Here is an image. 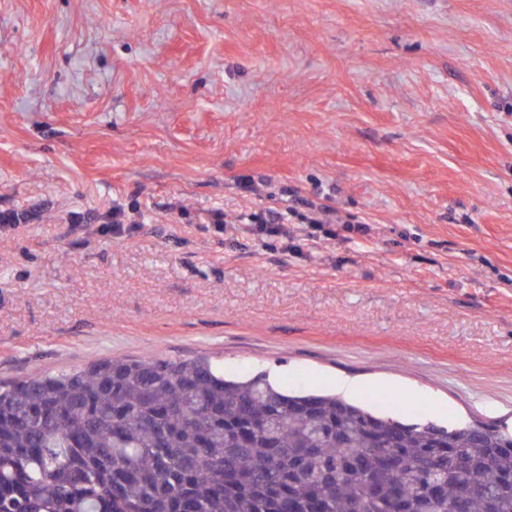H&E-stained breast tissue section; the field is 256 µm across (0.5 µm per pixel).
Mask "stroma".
Segmentation results:
<instances>
[{
  "mask_svg": "<svg viewBox=\"0 0 512 512\" xmlns=\"http://www.w3.org/2000/svg\"><path fill=\"white\" fill-rule=\"evenodd\" d=\"M293 192L348 228L207 220ZM0 209L1 381L204 356L512 432V0H0ZM140 221L127 223V219H131L129 214L126 213L125 209L120 205L116 204L112 206V221L104 226L106 232L112 234L113 237H123L127 233L133 232L140 228L141 224H144V216L138 214Z\"/></svg>",
  "mask_w": 512,
  "mask_h": 512,
  "instance_id": "1",
  "label": "stroma"
}]
</instances>
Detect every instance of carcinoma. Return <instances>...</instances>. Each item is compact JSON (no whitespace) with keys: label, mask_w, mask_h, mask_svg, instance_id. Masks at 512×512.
Wrapping results in <instances>:
<instances>
[{"label":"carcinoma","mask_w":512,"mask_h":512,"mask_svg":"<svg viewBox=\"0 0 512 512\" xmlns=\"http://www.w3.org/2000/svg\"><path fill=\"white\" fill-rule=\"evenodd\" d=\"M509 474L494 423H408L204 357L0 384V512H392L395 489L399 512H455L464 493L468 512H512Z\"/></svg>","instance_id":"carcinoma-1"}]
</instances>
